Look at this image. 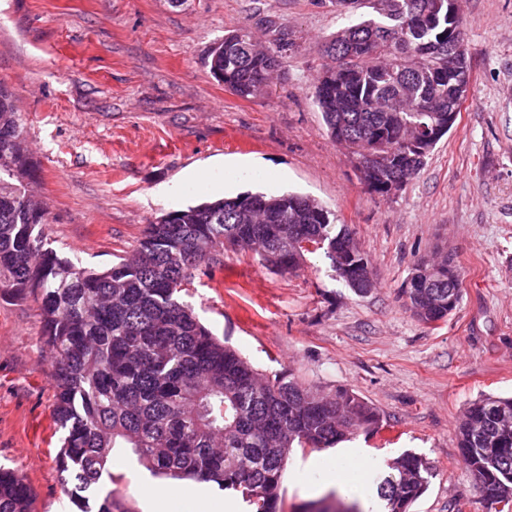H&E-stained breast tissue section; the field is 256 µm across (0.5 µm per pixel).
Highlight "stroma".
I'll return each instance as SVG.
<instances>
[{
  "instance_id": "1",
  "label": "stroma",
  "mask_w": 512,
  "mask_h": 512,
  "mask_svg": "<svg viewBox=\"0 0 512 512\" xmlns=\"http://www.w3.org/2000/svg\"><path fill=\"white\" fill-rule=\"evenodd\" d=\"M331 0H0V84L13 94L47 202L44 233L61 256L111 266L161 215L243 193L298 192L351 225L376 278L358 295L328 260L293 275L228 250L182 297L259 372L330 391L346 387L385 425L332 448L294 449L284 512L327 494L336 461L358 484L405 453L433 462L410 512H492L473 492L455 427L486 395L512 394V0H466L470 85L455 127L389 197L370 193L324 132L313 78L322 45L348 23ZM269 28L294 43L285 73L245 101L210 73L226 31ZM447 251L463 298L427 325L402 296L420 257ZM33 297L0 292V464L20 468L34 512H76L63 493ZM122 512H229L231 490L185 480L156 495L128 448L112 451Z\"/></svg>"
}]
</instances>
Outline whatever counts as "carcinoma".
<instances>
[{
	"label": "carcinoma",
	"instance_id": "obj_1",
	"mask_svg": "<svg viewBox=\"0 0 512 512\" xmlns=\"http://www.w3.org/2000/svg\"><path fill=\"white\" fill-rule=\"evenodd\" d=\"M369 18L338 30L323 45L315 102L328 136L357 144L379 137L386 177L420 173L448 128L455 80L448 47L463 43L448 0H364ZM292 47L246 28L211 49V74L232 94L261 96ZM33 162L11 94L0 86V290L31 295L43 327L40 348L55 384L52 420L63 432L56 455L64 492L79 512H116L100 495L115 448H129L152 475L194 479L234 491L248 512H283L280 489L295 448H332L383 417L346 388L324 393L284 374L259 372L213 336L180 292L201 265L221 263L227 249L250 252L293 274L320 244L348 288L363 292L359 272L372 268L353 231L307 195H247L204 202L147 225L130 257L104 269L63 258L42 226L47 210L5 177H24ZM405 304L432 324L456 310L463 280L454 261L418 260ZM475 494L495 512H512V397L471 404L456 429ZM379 485L386 512H409L433 477L425 458L388 463ZM35 493L22 470L0 466V512H32Z\"/></svg>",
	"mask_w": 512,
	"mask_h": 512
}]
</instances>
